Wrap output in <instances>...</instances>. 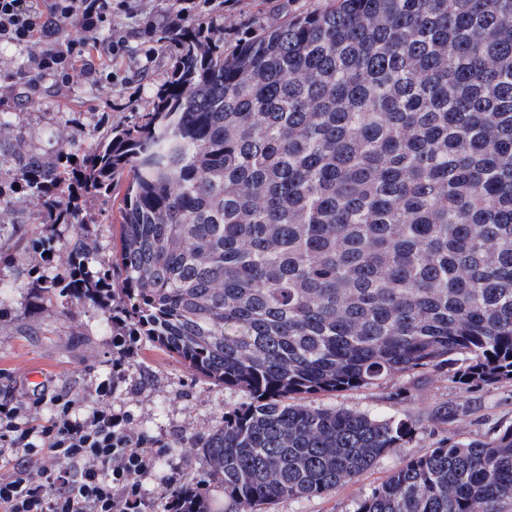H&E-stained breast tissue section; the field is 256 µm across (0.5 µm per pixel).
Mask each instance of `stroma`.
I'll use <instances>...</instances> for the list:
<instances>
[{
  "label": "stroma",
  "mask_w": 512,
  "mask_h": 512,
  "mask_svg": "<svg viewBox=\"0 0 512 512\" xmlns=\"http://www.w3.org/2000/svg\"><path fill=\"white\" fill-rule=\"evenodd\" d=\"M324 0H210L196 15V22L223 31L225 45H233L252 30L279 24L286 15L322 7ZM125 31L130 56L121 65L133 85L115 82L91 87L80 79L57 86L45 81L28 96L15 97L3 89L5 78L25 63L16 49L0 46V114L21 131L27 149L43 159H54L69 147L74 135L91 136L118 129L134 115L147 111L157 92L171 75L172 56L138 30L133 19L113 18ZM39 207L31 199L15 195L0 200L5 218L35 221L38 238L53 239L65 250L75 235L64 224L37 223ZM89 240L102 265L112 262L116 232L99 202L83 205ZM0 396L11 394L34 418L49 416L50 399L64 390L80 402L77 413L89 415L101 403L130 419L133 434L160 440L166 447L150 474L142 480L146 501H155L169 474L190 480L200 462L188 446L195 437L224 424L226 406L245 401L244 392L229 389L193 374L178 359L153 347L139 336L126 339L124 351L112 343V317L104 308L56 290L50 301L33 308L36 293L27 278L18 277L17 266L0 261ZM451 370L417 369L380 385L306 398V405L362 412L378 419H404L415 431L401 448L380 459L358 478L318 497L282 499L267 512H353L356 502L381 483L409 457L423 454L443 437L439 415L444 407H456L455 436L482 439L512 427V382L504 381L461 390L451 380ZM112 379V392L100 397L98 384Z\"/></svg>",
  "instance_id": "35a3bbf8"
}]
</instances>
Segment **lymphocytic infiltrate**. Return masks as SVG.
<instances>
[{
	"instance_id": "obj_1",
	"label": "lymphocytic infiltrate",
	"mask_w": 512,
	"mask_h": 512,
	"mask_svg": "<svg viewBox=\"0 0 512 512\" xmlns=\"http://www.w3.org/2000/svg\"><path fill=\"white\" fill-rule=\"evenodd\" d=\"M133 14L130 0H0V44L25 55L23 86L77 73L96 87L117 79L113 64L127 55L113 16ZM52 404L49 417L31 419L13 397L0 398V512H142L144 437L108 404L86 417L72 393Z\"/></svg>"
}]
</instances>
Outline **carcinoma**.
<instances>
[{
  "label": "carcinoma",
  "mask_w": 512,
  "mask_h": 512,
  "mask_svg": "<svg viewBox=\"0 0 512 512\" xmlns=\"http://www.w3.org/2000/svg\"><path fill=\"white\" fill-rule=\"evenodd\" d=\"M166 88L131 124L46 162L0 115V177L75 225L63 281L194 373L239 389L201 469L150 512H259L354 480L413 432L302 395L464 357L512 381V0H327L224 49L164 37ZM120 199L94 269L80 202ZM32 231L0 224L24 274ZM512 427L444 439L354 512H499Z\"/></svg>",
  "instance_id": "obj_1"
}]
</instances>
